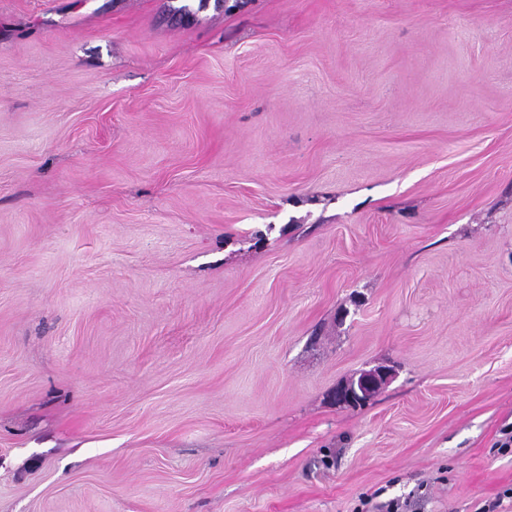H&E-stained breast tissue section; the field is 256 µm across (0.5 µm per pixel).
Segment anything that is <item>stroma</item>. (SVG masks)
<instances>
[{
	"mask_svg": "<svg viewBox=\"0 0 512 512\" xmlns=\"http://www.w3.org/2000/svg\"><path fill=\"white\" fill-rule=\"evenodd\" d=\"M508 425L512 0H0V512H512ZM389 376V373L383 369L365 371L356 380L353 379L337 387L336 401L343 404L354 403L359 396H368L375 388L385 384Z\"/></svg>",
	"mask_w": 512,
	"mask_h": 512,
	"instance_id": "stroma-1",
	"label": "stroma"
}]
</instances>
